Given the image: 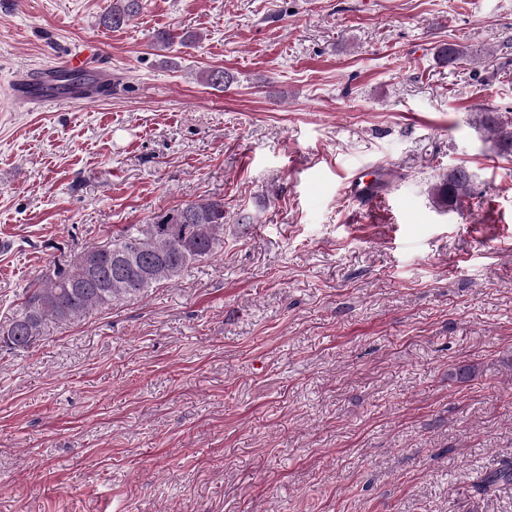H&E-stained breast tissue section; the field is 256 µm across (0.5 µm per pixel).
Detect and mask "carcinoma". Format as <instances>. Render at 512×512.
<instances>
[{
  "mask_svg": "<svg viewBox=\"0 0 512 512\" xmlns=\"http://www.w3.org/2000/svg\"><path fill=\"white\" fill-rule=\"evenodd\" d=\"M143 0H112L104 23L112 29L128 24L142 10ZM467 55L465 47L443 43L436 51L437 60L455 66ZM231 76L220 68L204 72V83L220 87ZM478 129L495 142L499 152L512 155V119L501 113L480 109L476 113ZM473 191V176L464 166H456L431 188L433 202L441 209L455 207ZM177 224L191 247L183 248L162 226ZM224 247V203L204 199L154 214L146 224H132L112 236L94 269L85 264L84 255L99 250L88 248L72 259L54 262L42 270L23 289L20 304L11 318L0 326V343L11 349H27L42 336L44 325L52 320L67 324L81 320L90 311L117 302L141 297L151 288L176 282L192 264L211 258ZM144 263L151 264L147 275ZM512 484V463L488 474L479 489Z\"/></svg>",
  "mask_w": 512,
  "mask_h": 512,
  "instance_id": "carcinoma-1",
  "label": "carcinoma"
}]
</instances>
